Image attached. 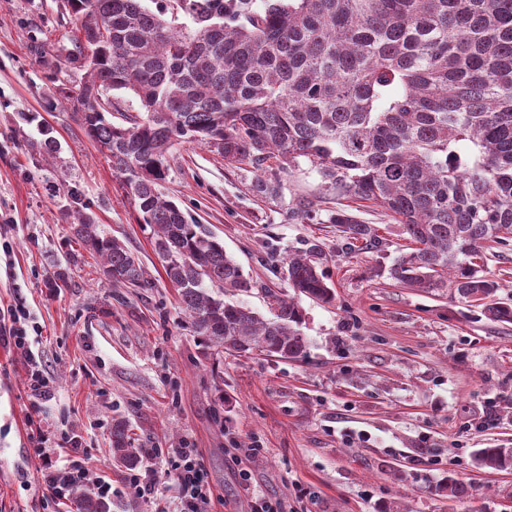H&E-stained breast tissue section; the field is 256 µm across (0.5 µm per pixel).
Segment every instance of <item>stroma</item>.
Listing matches in <instances>:
<instances>
[{
    "label": "stroma",
    "mask_w": 512,
    "mask_h": 512,
    "mask_svg": "<svg viewBox=\"0 0 512 512\" xmlns=\"http://www.w3.org/2000/svg\"><path fill=\"white\" fill-rule=\"evenodd\" d=\"M62 0H0V310H29L31 349L54 392L32 413L27 370L0 342V512H68L53 498L31 440L34 426L81 446L59 462L109 483V499L135 512H180L170 449L197 448L211 491L205 512H251V498L290 512H512V473L474 468L472 452L512 447V325L481 318L445 292L395 284L389 271L406 240L389 211L357 206L379 238L349 243L329 215L346 206L309 161L279 172L265 197L259 174L198 144L168 158L163 192L223 242L252 283L243 301L267 313L279 270L319 246L336 290L332 304L303 300L309 357L211 355L153 251L151 230L70 108L53 104L38 51L68 44ZM36 114L35 122L25 117ZM61 143L33 151L41 127ZM79 184L104 234L142 261L145 288L105 280L61 211L63 180ZM68 285L53 288L58 270ZM151 448L155 492L141 494L112 469V422ZM455 472L476 488L464 505L433 492Z\"/></svg>",
    "instance_id": "stroma-1"
}]
</instances>
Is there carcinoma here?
I'll return each mask as SVG.
<instances>
[{
    "instance_id": "obj_1",
    "label": "carcinoma",
    "mask_w": 512,
    "mask_h": 512,
    "mask_svg": "<svg viewBox=\"0 0 512 512\" xmlns=\"http://www.w3.org/2000/svg\"><path fill=\"white\" fill-rule=\"evenodd\" d=\"M71 46L41 52L57 100L105 152L130 195L179 304L220 354L307 358L300 299L335 300L318 247L288 259L293 295L269 294L263 316L228 292L251 281L210 229L159 190L177 144H201L264 173L303 158L328 187L374 201L403 226L410 246L390 276L407 288H446L478 317L512 324V304L478 260L486 243H512V0H171L186 32L142 0H66ZM65 70L83 71L75 84ZM141 113L115 123V93ZM60 150L50 129L37 143ZM72 234L101 259L111 282L145 287L140 259L101 233L80 186L64 183ZM348 238L374 245L375 230L348 208L331 213ZM113 462L140 466L148 449L112 422ZM473 465L512 471V448H478ZM476 489L452 471L435 495L463 504ZM76 512H112L83 486Z\"/></svg>"
}]
</instances>
